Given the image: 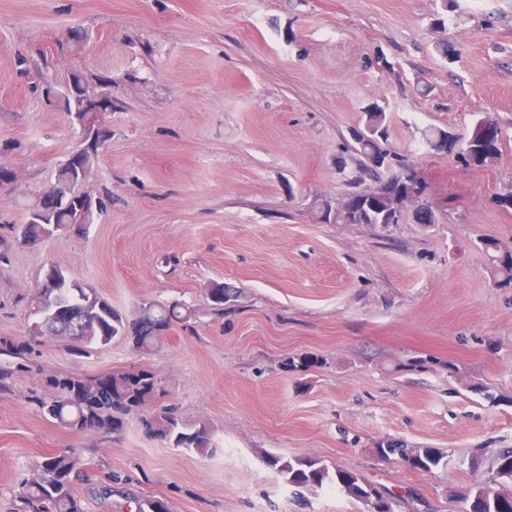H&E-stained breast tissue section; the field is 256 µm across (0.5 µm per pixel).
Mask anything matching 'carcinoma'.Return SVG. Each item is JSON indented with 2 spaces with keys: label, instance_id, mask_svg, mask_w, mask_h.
<instances>
[{
  "label": "carcinoma",
  "instance_id": "carcinoma-1",
  "mask_svg": "<svg viewBox=\"0 0 512 512\" xmlns=\"http://www.w3.org/2000/svg\"><path fill=\"white\" fill-rule=\"evenodd\" d=\"M85 73L71 72L58 99L59 107L70 122L84 127L87 119ZM364 128L354 135L355 150L360 156L358 175L348 181L349 193L356 199L370 200V208L360 207L354 217L342 210H332L329 202L320 211L338 224H386L394 211L392 194L402 189L404 172L410 165L397 170L380 164L386 156L381 143L389 134L385 110L376 103L365 110ZM495 121L479 119L469 139L464 143L465 158L475 166L494 162L501 153L483 151L486 125ZM370 184L363 185L364 178ZM81 191L78 179L72 176V162L67 160L55 171L49 185L27 205L26 218L21 224H11L0 232V264L9 262V253L16 244L35 245L62 230L82 234L93 222L94 215L107 212L104 200L84 212L74 201ZM486 250L492 251L491 261L498 283L512 285V252L504 251L493 240H485ZM214 310L224 312V304L234 297V289L222 283L209 288ZM36 319L28 327L30 336H72L68 345L71 355L82 357L91 345L106 347L120 339L137 353H147L163 339L162 332L176 326L189 327L193 310L180 303L150 304L132 318L119 314L111 302L85 288L64 270L52 265L30 297ZM31 343L21 338H0V394L12 392L15 379L27 369ZM44 392L29 397L41 412L62 427L77 433H112L123 431L129 416L138 417L146 434L171 448H184L199 455L212 452L210 428L204 423H187L170 405L161 403L166 389L163 381L148 368L115 370L97 374H52L43 380ZM380 458L397 457L414 470L431 473L449 465L448 454L439 448H408L393 441H380L373 448ZM268 465L291 486L321 488L329 486L357 500L364 501L380 489L349 469H330L314 458H286L267 455ZM83 462L74 452L48 454L38 467V475L21 483V512H86L84 501L74 485L81 479ZM490 481L484 486L461 494L463 512H512V448H501L491 457ZM135 512H169L162 498L131 500Z\"/></svg>",
  "mask_w": 512,
  "mask_h": 512
}]
</instances>
